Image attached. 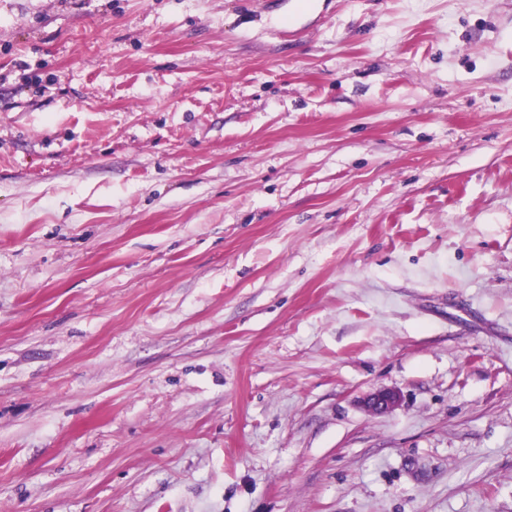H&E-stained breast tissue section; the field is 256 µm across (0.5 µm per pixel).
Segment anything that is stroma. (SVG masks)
<instances>
[{
  "label": "stroma",
  "instance_id": "1",
  "mask_svg": "<svg viewBox=\"0 0 512 512\" xmlns=\"http://www.w3.org/2000/svg\"><path fill=\"white\" fill-rule=\"evenodd\" d=\"M0 512H512V0H0Z\"/></svg>",
  "mask_w": 512,
  "mask_h": 512
}]
</instances>
